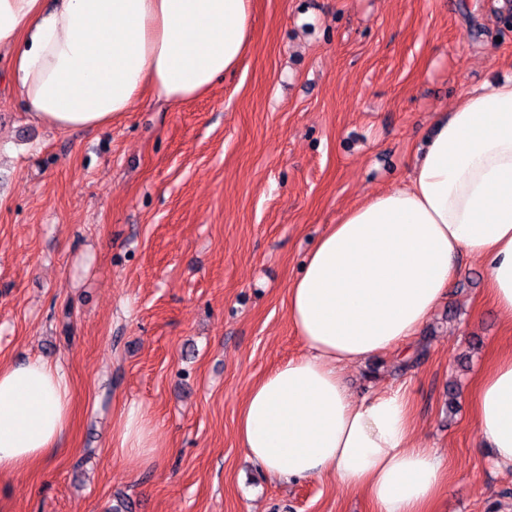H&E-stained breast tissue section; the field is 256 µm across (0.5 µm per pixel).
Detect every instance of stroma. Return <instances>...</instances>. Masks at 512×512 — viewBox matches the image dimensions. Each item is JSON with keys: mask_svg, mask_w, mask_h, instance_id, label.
<instances>
[{"mask_svg": "<svg viewBox=\"0 0 512 512\" xmlns=\"http://www.w3.org/2000/svg\"><path fill=\"white\" fill-rule=\"evenodd\" d=\"M512 78L494 0H254V42L208 96L144 95L111 125L34 123L0 55V365L33 355L71 384L64 453L0 473V512H375L335 480L269 477L240 447L252 384L305 347L288 286L330 224L408 176L437 111ZM410 344L348 366L359 396L401 390L442 458L438 512H512L472 409L512 351L481 259ZM460 397L448 409V383ZM141 405L152 463L112 448Z\"/></svg>", "mask_w": 512, "mask_h": 512, "instance_id": "35a3bbf8", "label": "stroma"}]
</instances>
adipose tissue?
I'll use <instances>...</instances> for the list:
<instances>
[{"label":"adipose tissue","mask_w":512,"mask_h":512,"mask_svg":"<svg viewBox=\"0 0 512 512\" xmlns=\"http://www.w3.org/2000/svg\"><path fill=\"white\" fill-rule=\"evenodd\" d=\"M253 0H0V53L31 119L103 127L143 93L177 106L206 96L252 47ZM481 259L512 323V79L485 83L438 112L406 182L348 209L288 286L305 346L257 380L238 417L247 455L287 481L331 478L376 512H433L441 458L414 437L400 391L358 396L344 370L401 349L446 296L459 257ZM474 408L491 464L512 468V352L482 377ZM70 385L40 356L0 366V472L55 454ZM117 453L152 461L151 425L125 408Z\"/></svg>","instance_id":"obj_1"}]
</instances>
